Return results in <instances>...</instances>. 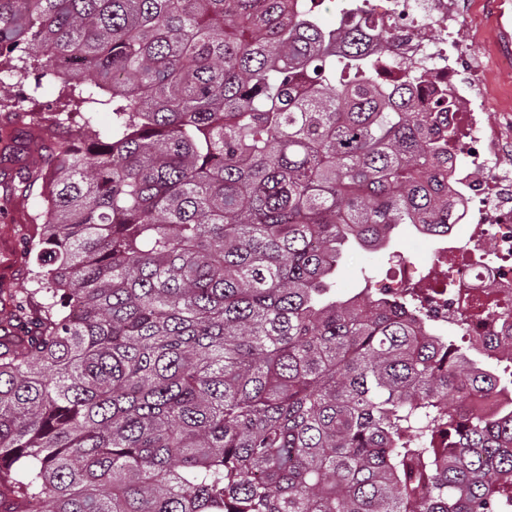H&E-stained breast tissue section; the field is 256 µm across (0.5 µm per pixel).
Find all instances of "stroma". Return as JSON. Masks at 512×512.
<instances>
[{
	"mask_svg": "<svg viewBox=\"0 0 512 512\" xmlns=\"http://www.w3.org/2000/svg\"><path fill=\"white\" fill-rule=\"evenodd\" d=\"M23 114L0 120V308L12 305L29 287L32 258L28 246L40 231L33 196L43 190L42 180L34 175L39 158L27 145L37 138L45 118L60 115L57 92L43 86L29 92ZM443 238L421 236L408 230L399 235L395 248L417 265L428 267L446 247ZM395 261L370 253H353L343 271V292H358L364 276H371L373 287L389 282Z\"/></svg>",
	"mask_w": 512,
	"mask_h": 512,
	"instance_id": "stroma-1",
	"label": "stroma"
}]
</instances>
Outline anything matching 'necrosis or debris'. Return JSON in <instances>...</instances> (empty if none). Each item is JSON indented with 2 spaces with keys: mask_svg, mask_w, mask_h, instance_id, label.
Wrapping results in <instances>:
<instances>
[{
  "mask_svg": "<svg viewBox=\"0 0 512 512\" xmlns=\"http://www.w3.org/2000/svg\"><path fill=\"white\" fill-rule=\"evenodd\" d=\"M471 22L470 0H362L337 19L361 29L366 55L391 60V100L404 88L421 108L447 99L438 127L450 137L448 192L472 226L430 274L399 263L382 295L393 304L420 295L435 324L512 364V110L492 117L483 108L488 72L512 73V48L486 57L464 36Z\"/></svg>",
  "mask_w": 512,
  "mask_h": 512,
  "instance_id": "obj_1",
  "label": "necrosis or debris"
}]
</instances>
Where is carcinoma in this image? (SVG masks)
Wrapping results in <instances>:
<instances>
[{
	"instance_id": "cac0c4a2",
	"label": "carcinoma",
	"mask_w": 512,
	"mask_h": 512,
	"mask_svg": "<svg viewBox=\"0 0 512 512\" xmlns=\"http://www.w3.org/2000/svg\"><path fill=\"white\" fill-rule=\"evenodd\" d=\"M0 74L72 128L33 141L6 512H512V402L460 412L512 371L339 293L349 250L448 234L445 101L294 0H0Z\"/></svg>"
}]
</instances>
